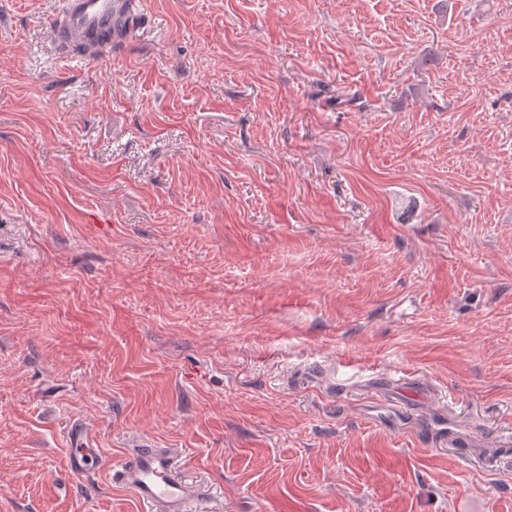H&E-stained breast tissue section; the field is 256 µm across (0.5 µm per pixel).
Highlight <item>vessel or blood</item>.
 Instances as JSON below:
<instances>
[{"label": "vessel or blood", "mask_w": 512, "mask_h": 512, "mask_svg": "<svg viewBox=\"0 0 512 512\" xmlns=\"http://www.w3.org/2000/svg\"><path fill=\"white\" fill-rule=\"evenodd\" d=\"M135 0H63L52 24L55 44L66 51L94 56L122 44V36L137 26ZM72 471L93 469L98 458L89 430L70 424L67 430ZM117 484L130 490L151 512H188L195 495L192 485L176 474V458L168 448H141L129 464L114 473Z\"/></svg>", "instance_id": "obj_1"}]
</instances>
